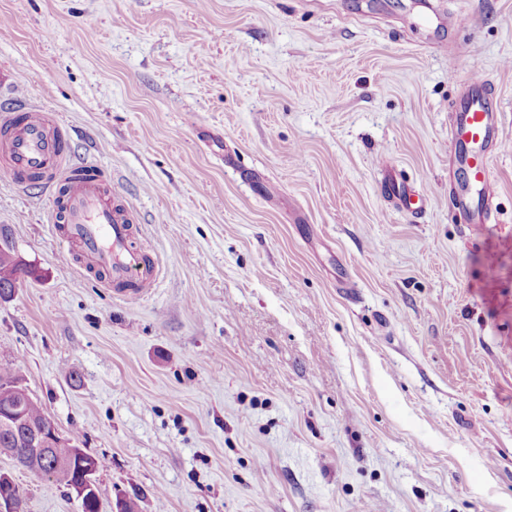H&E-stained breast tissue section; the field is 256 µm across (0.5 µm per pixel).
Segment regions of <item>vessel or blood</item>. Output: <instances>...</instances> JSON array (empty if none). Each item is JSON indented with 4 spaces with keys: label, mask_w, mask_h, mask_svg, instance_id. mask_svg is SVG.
<instances>
[{
    "label": "vessel or blood",
    "mask_w": 512,
    "mask_h": 512,
    "mask_svg": "<svg viewBox=\"0 0 512 512\" xmlns=\"http://www.w3.org/2000/svg\"><path fill=\"white\" fill-rule=\"evenodd\" d=\"M500 108L486 94L481 77H469L448 137L466 168L471 192L455 200L466 217L490 219L486 208H473L472 196L491 199L485 146L498 135ZM39 176L54 199L53 223L80 249L87 271L104 272L108 283L132 281L144 294L156 278L155 265L145 261L132 237L127 209L113 202L101 174L94 167L76 172L68 162L65 131L53 113L25 107L0 113V177L14 183Z\"/></svg>",
    "instance_id": "1"
}]
</instances>
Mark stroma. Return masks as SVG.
<instances>
[{"instance_id": "obj_1", "label": "stroma", "mask_w": 512, "mask_h": 512, "mask_svg": "<svg viewBox=\"0 0 512 512\" xmlns=\"http://www.w3.org/2000/svg\"><path fill=\"white\" fill-rule=\"evenodd\" d=\"M421 2L0 0V110L54 113L159 269L115 294L42 183L0 179V249L34 271L0 368L103 461L99 512H512V0ZM474 73L486 224L451 208ZM0 470L28 512H82ZM500 112L497 101L486 94L482 78L470 76L448 130L457 158L467 170L470 185L486 200L493 197L494 188L483 150L498 135Z\"/></svg>"}]
</instances>
